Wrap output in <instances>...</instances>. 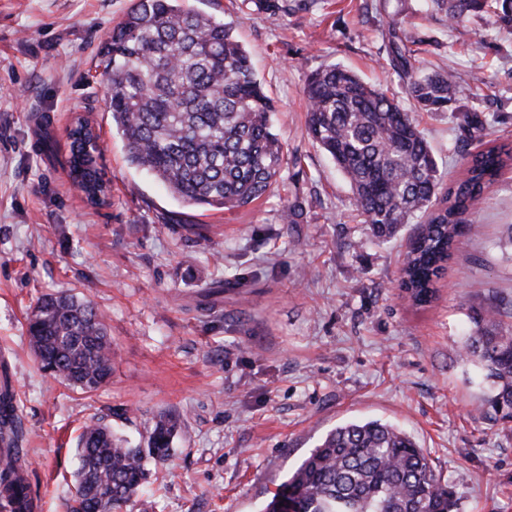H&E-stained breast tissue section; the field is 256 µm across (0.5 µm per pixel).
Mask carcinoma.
Masks as SVG:
<instances>
[{
	"instance_id": "obj_1",
	"label": "carcinoma",
	"mask_w": 512,
	"mask_h": 512,
	"mask_svg": "<svg viewBox=\"0 0 512 512\" xmlns=\"http://www.w3.org/2000/svg\"><path fill=\"white\" fill-rule=\"evenodd\" d=\"M448 21L474 15L512 29V0H433ZM256 10L288 13V0H251ZM386 66L406 80L414 108L443 110L456 98L452 73L422 74L418 44L391 17ZM96 69L107 82L112 124L128 161L165 182L182 203L234 209L267 194L284 161L273 131L274 105L257 79L232 27L184 0H135L113 25ZM307 132L349 179L354 205L371 235L397 237L423 220L410 240L400 288L415 305L435 295V283L458 238L462 216L500 171L512 164V143L495 140L462 155L464 177L448 185L412 113L358 74L329 65L308 78ZM469 136L482 133L486 112L465 114ZM93 133L78 123L66 160L70 179L95 206L111 188L88 151ZM33 354L67 386L90 394L112 376V340L103 313L73 295L37 299L27 322ZM490 382L487 403L495 420L512 422V323L499 307L473 317L461 350ZM183 420L161 415L145 445L131 446L99 422L78 438L75 490L69 512H113L137 496L148 462L169 456ZM22 426L15 395L0 389V512H35V493L22 459ZM449 486L403 430L378 420L350 421L330 430L288 472L261 512H453Z\"/></svg>"
}]
</instances>
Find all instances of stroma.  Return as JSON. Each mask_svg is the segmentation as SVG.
Listing matches in <instances>:
<instances>
[{"label":"stroma","instance_id":"stroma-1","mask_svg":"<svg viewBox=\"0 0 512 512\" xmlns=\"http://www.w3.org/2000/svg\"><path fill=\"white\" fill-rule=\"evenodd\" d=\"M189 4L234 27L290 158L241 208L185 205L128 162L95 63L131 0H0V380L17 397L36 512H66L86 421L139 444L162 414L184 430L122 512H260L331 429L369 419L413 436L454 512H512V428L480 406V378L458 357L475 313L512 307V167L470 210L474 230L432 302L413 306L399 278L417 225L371 236L348 180L308 136L304 92L313 72L340 64L412 108L384 66L386 17L398 15L426 41L422 71L456 76L448 109L415 115L442 178L455 179L459 146L512 142V30L477 16L449 26L429 0H288L285 17L242 0ZM474 109L496 117L487 138L463 137ZM80 116L100 136L108 207L88 205L61 158L40 150L45 133L66 145ZM291 204L302 215L286 224ZM58 293L106 316L112 378L89 396L42 372L29 348L30 306Z\"/></svg>","mask_w":512,"mask_h":512}]
</instances>
